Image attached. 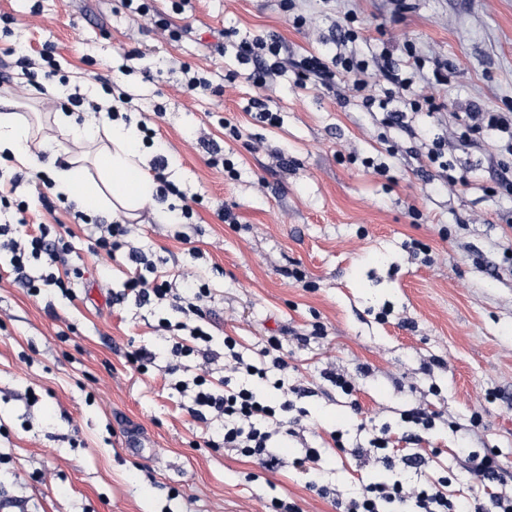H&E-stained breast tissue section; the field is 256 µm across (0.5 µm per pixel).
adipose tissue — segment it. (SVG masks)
<instances>
[{
    "mask_svg": "<svg viewBox=\"0 0 512 512\" xmlns=\"http://www.w3.org/2000/svg\"><path fill=\"white\" fill-rule=\"evenodd\" d=\"M52 122L65 142L78 145L64 166L51 167L54 193L90 214L136 219L153 202L158 185L147 171L137 123L108 119L105 112H55ZM33 125L14 112L0 113V159L38 167Z\"/></svg>",
    "mask_w": 512,
    "mask_h": 512,
    "instance_id": "1",
    "label": "adipose tissue"
}]
</instances>
